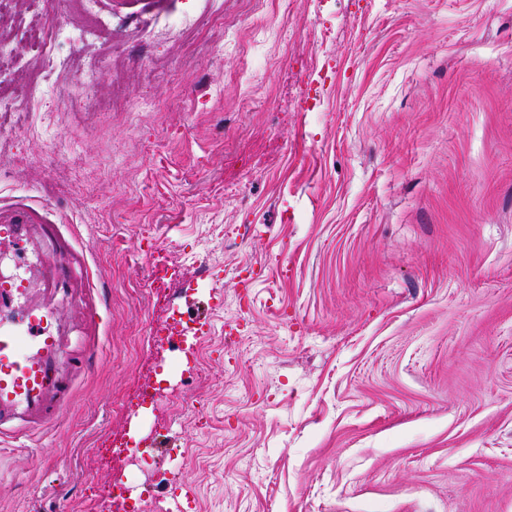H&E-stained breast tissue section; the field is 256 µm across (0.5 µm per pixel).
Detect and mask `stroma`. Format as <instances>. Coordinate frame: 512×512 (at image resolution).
I'll return each instance as SVG.
<instances>
[{"label": "stroma", "mask_w": 512, "mask_h": 512, "mask_svg": "<svg viewBox=\"0 0 512 512\" xmlns=\"http://www.w3.org/2000/svg\"><path fill=\"white\" fill-rule=\"evenodd\" d=\"M98 10L0 112V204L92 274L70 337L102 317L0 512H512V0ZM47 19L95 20L0 0L15 86Z\"/></svg>", "instance_id": "35a3bbf8"}]
</instances>
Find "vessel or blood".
<instances>
[{
  "label": "vessel or blood",
  "instance_id": "b4317fda",
  "mask_svg": "<svg viewBox=\"0 0 512 512\" xmlns=\"http://www.w3.org/2000/svg\"><path fill=\"white\" fill-rule=\"evenodd\" d=\"M60 246L58 225L37 223L33 207L9 208L0 223V257L13 262L0 274V439L53 429L93 355L86 346L61 359L73 270L55 259Z\"/></svg>",
  "mask_w": 512,
  "mask_h": 512
}]
</instances>
